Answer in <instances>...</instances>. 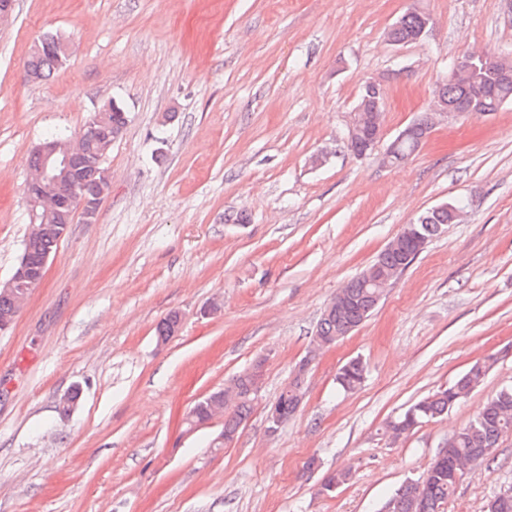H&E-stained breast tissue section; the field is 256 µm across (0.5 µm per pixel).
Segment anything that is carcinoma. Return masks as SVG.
Listing matches in <instances>:
<instances>
[{"label":"carcinoma","mask_w":512,"mask_h":512,"mask_svg":"<svg viewBox=\"0 0 512 512\" xmlns=\"http://www.w3.org/2000/svg\"><path fill=\"white\" fill-rule=\"evenodd\" d=\"M421 25L417 8H408L388 28L385 36L408 43ZM69 57L65 54L34 52L24 65L26 74H33L41 80L54 71L66 66ZM477 69L471 74H456L448 71L435 87L443 96L456 103L459 111L491 113L512 103V82L499 79V70L512 67V58L486 56L476 61ZM128 122L127 112L115 102L110 103L109 121L98 128V133L86 140L83 145V164L86 169L98 167L106 169L105 158L118 140ZM448 223V212L438 211L428 215L427 222L417 224L421 238L425 241L438 234V229ZM60 241L55 224H46L43 233L32 239H25L21 258L27 260L33 271H39L43 259L55 252ZM411 237L401 232L392 237L375 260L367 266L378 277L394 281L417 257L409 249ZM349 287L336 295V307L321 315L312 340L334 345L350 335L364 323L377 308L381 298L375 293L382 292L367 284V279L359 274L348 281ZM22 305L13 293L0 287V319L15 321ZM180 316L170 313L157 326L159 339L165 341L178 329ZM495 362L490 356L477 361L446 388H440L421 398L404 412L383 426L384 434L392 442L407 437L424 423L444 418L448 411L468 398L485 382L488 372ZM366 367L359 358L346 362L337 372L336 383L345 392H353L365 381ZM241 389L240 398L231 410L225 409L224 432L236 434L253 407L254 396L248 394L247 372L232 378ZM512 435V386H504L490 396L483 409L448 438L445 449L440 451L425 474L418 479H408L396 488L382 505V512H439L440 505L455 493L465 471L461 465L481 458L487 460L505 436Z\"/></svg>","instance_id":"carcinoma-1"}]
</instances>
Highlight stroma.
<instances>
[{"label":"stroma","mask_w":512,"mask_h":512,"mask_svg":"<svg viewBox=\"0 0 512 512\" xmlns=\"http://www.w3.org/2000/svg\"><path fill=\"white\" fill-rule=\"evenodd\" d=\"M410 6L431 14L429 32L390 44ZM47 33L72 56L32 83L24 63ZM471 50L512 56V0H15L0 24V282L32 217L35 147L112 100L129 122L96 221L70 225L0 332V512H380L422 477L512 384V104L449 119L391 167L343 141L362 79L384 85L391 139ZM452 196L467 217L321 352L301 408L268 435L266 407L338 288ZM173 311L179 333L158 340ZM491 354L447 417L387 439V419ZM260 357L237 439L215 447L220 418L188 430L195 401ZM354 357L367 378L346 393L336 374ZM341 469L351 480L318 494ZM509 490L512 437L440 512H484Z\"/></svg>","instance_id":"35a3bbf8"}]
</instances>
